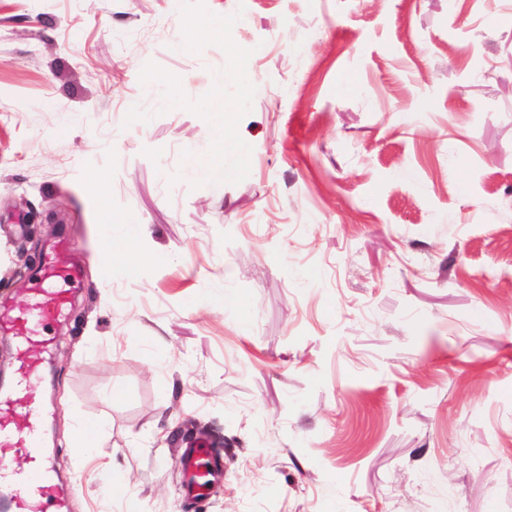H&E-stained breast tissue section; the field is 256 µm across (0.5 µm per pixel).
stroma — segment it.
<instances>
[{
    "instance_id": "35a3bbf8",
    "label": "stroma",
    "mask_w": 512,
    "mask_h": 512,
    "mask_svg": "<svg viewBox=\"0 0 512 512\" xmlns=\"http://www.w3.org/2000/svg\"><path fill=\"white\" fill-rule=\"evenodd\" d=\"M219 84L247 161L197 178ZM61 241L68 512H512V0H0V309ZM102 196L99 199L101 209L106 213L105 224H99L100 233L98 237V248L100 252L107 258L111 268L112 264H119L131 269H136L140 265L147 262H154L155 258L150 257L147 252L142 250L133 249L132 245L138 241L139 238V225L128 224L129 222H122L125 225V246L122 250L112 249V212L107 210L106 202ZM182 466L186 474L185 494L197 500L204 497L209 481L222 472L220 455L214 448H190Z\"/></svg>"
}]
</instances>
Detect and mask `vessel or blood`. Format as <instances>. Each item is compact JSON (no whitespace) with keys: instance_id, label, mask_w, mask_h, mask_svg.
<instances>
[{"instance_id":"b4317fda","label":"vessel or blood","mask_w":512,"mask_h":512,"mask_svg":"<svg viewBox=\"0 0 512 512\" xmlns=\"http://www.w3.org/2000/svg\"><path fill=\"white\" fill-rule=\"evenodd\" d=\"M79 287L80 277L68 270L66 248L60 245L45 256L29 302L16 313H0V323L13 329L22 350L18 372L21 395L36 393L44 364L42 356L30 353V346H50L49 328L68 310ZM42 443L37 411L20 408L16 399L0 397V483H10L14 489L7 502L9 512H66V501L52 476ZM19 452L27 462L17 467L10 458ZM182 466L185 494L197 500L203 498L209 481L222 470L220 455L211 448L189 449Z\"/></svg>"}]
</instances>
